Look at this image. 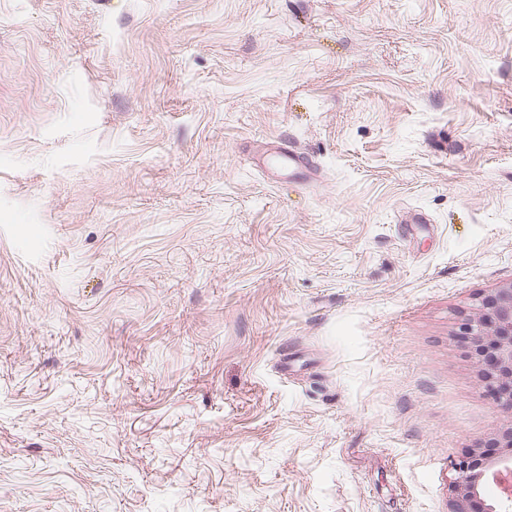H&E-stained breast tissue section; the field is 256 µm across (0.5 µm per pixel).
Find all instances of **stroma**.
Here are the masks:
<instances>
[{"mask_svg":"<svg viewBox=\"0 0 512 512\" xmlns=\"http://www.w3.org/2000/svg\"><path fill=\"white\" fill-rule=\"evenodd\" d=\"M511 279L512 0H0V512H448ZM471 356L497 404L512 414V279L475 303L462 319Z\"/></svg>","mask_w":512,"mask_h":512,"instance_id":"1","label":"stroma"}]
</instances>
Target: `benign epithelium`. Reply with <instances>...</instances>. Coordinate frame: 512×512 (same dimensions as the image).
Listing matches in <instances>:
<instances>
[{
    "label": "benign epithelium",
    "instance_id": "7a95c632",
    "mask_svg": "<svg viewBox=\"0 0 512 512\" xmlns=\"http://www.w3.org/2000/svg\"><path fill=\"white\" fill-rule=\"evenodd\" d=\"M459 335L466 337L471 356L481 371L497 404L512 412V280L475 303L462 319ZM498 447L507 453L487 458L472 451L455 464L459 477L449 512H470L472 503L479 512H509L512 490L500 491L498 498H485L482 479L490 471L512 473V425L498 431Z\"/></svg>",
    "mask_w": 512,
    "mask_h": 512
}]
</instances>
